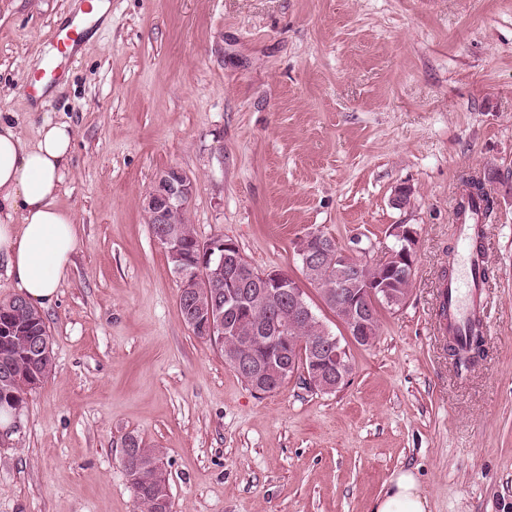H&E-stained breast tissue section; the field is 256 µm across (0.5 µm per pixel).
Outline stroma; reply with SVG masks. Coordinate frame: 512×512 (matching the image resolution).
<instances>
[{"label":"stroma","mask_w":512,"mask_h":512,"mask_svg":"<svg viewBox=\"0 0 512 512\" xmlns=\"http://www.w3.org/2000/svg\"><path fill=\"white\" fill-rule=\"evenodd\" d=\"M69 3L0 0V117L30 141L37 104L73 126L56 204L79 224L44 312L54 372L0 437V512H139L130 431L161 450L172 512H368L401 468L430 512H512V0H110L111 22L59 60ZM43 78L41 97L20 95ZM170 166L194 185L197 237L287 270L335 335L297 238L381 256L413 225L408 299L381 310L372 345L348 344L345 388L294 377L256 395L192 333L142 207ZM474 172L497 202L482 227L487 355L460 375L436 309Z\"/></svg>","instance_id":"35a3bbf8"}]
</instances>
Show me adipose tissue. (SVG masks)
<instances>
[{"instance_id":"ef3b65f1","label":"adipose tissue","mask_w":512,"mask_h":512,"mask_svg":"<svg viewBox=\"0 0 512 512\" xmlns=\"http://www.w3.org/2000/svg\"><path fill=\"white\" fill-rule=\"evenodd\" d=\"M73 139V128L49 112L33 142L0 119V257L21 296L40 310L55 303L77 246V219L56 204ZM370 512H429V500L416 474L400 469Z\"/></svg>"}]
</instances>
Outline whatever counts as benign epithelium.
Returning <instances> with one entry per match:
<instances>
[{
  "mask_svg": "<svg viewBox=\"0 0 512 512\" xmlns=\"http://www.w3.org/2000/svg\"><path fill=\"white\" fill-rule=\"evenodd\" d=\"M192 193L193 183L180 170L168 168L156 176L152 188L143 199V206L154 223L168 224L170 214L186 207ZM394 235L398 249L379 259H367L372 252L369 247L358 248L353 252L340 251L343 264L346 266L344 277L356 276L360 274L363 266L371 264L384 268L388 275L385 280L367 283L366 299L349 291L342 295L345 302L356 305L360 311L359 325L347 330L350 337L361 336L362 324L372 315L374 308L383 302L392 301L391 285L394 279L409 270H414L418 242L416 229L410 224H397ZM157 242L177 261L174 272L181 279L211 271L218 275L224 274L226 311L213 308L208 310L201 328L204 339L215 346L223 344L224 336L228 335L230 322L224 321V314L238 313L247 294L244 285L251 281L257 282L260 291L269 298L275 301L288 300V315L291 321L299 322L312 316L303 299V289L293 276L281 269H268L258 273V277L254 279L249 277L238 263L239 245L231 238L214 236L200 242L199 259L193 268L180 263V240L173 230L168 229L160 234ZM333 250L334 241L313 231L300 236L296 243V255L306 268L317 265L325 253ZM335 345L336 339L327 334L313 337L307 344L314 373L313 384L315 389L323 393H333L343 388L352 373V361L344 357L342 350L335 348ZM232 365L248 374L251 388L257 394L268 393L274 383V379L268 376V371L263 365L253 364L245 358L234 360Z\"/></svg>",
  "mask_w": 512,
  "mask_h": 512,
  "instance_id": "1",
  "label": "benign epithelium"
}]
</instances>
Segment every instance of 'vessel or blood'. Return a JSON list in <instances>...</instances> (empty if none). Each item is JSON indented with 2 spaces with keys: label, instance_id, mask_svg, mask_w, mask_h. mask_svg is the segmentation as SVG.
Wrapping results in <instances>:
<instances>
[{
  "label": "vessel or blood",
  "instance_id": "b4317fda",
  "mask_svg": "<svg viewBox=\"0 0 512 512\" xmlns=\"http://www.w3.org/2000/svg\"><path fill=\"white\" fill-rule=\"evenodd\" d=\"M474 227L475 223L471 220L461 224L459 234L462 253L458 262L459 272L441 285L439 301L447 308L442 325L449 328L454 335L463 332L473 318L478 316L482 305L480 274L485 258L473 246Z\"/></svg>",
  "mask_w": 512,
  "mask_h": 512
}]
</instances>
